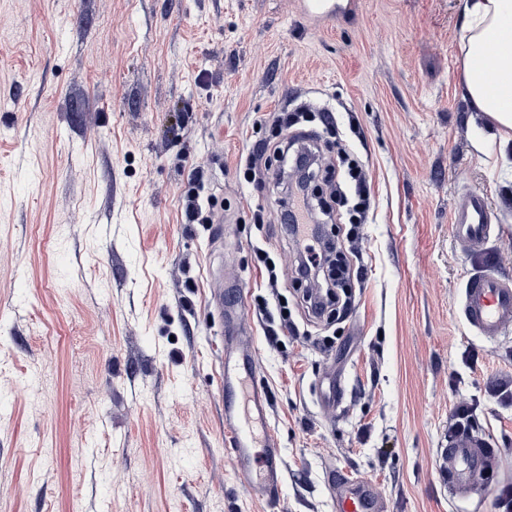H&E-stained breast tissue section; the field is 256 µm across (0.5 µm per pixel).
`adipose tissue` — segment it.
Masks as SVG:
<instances>
[{
	"instance_id": "adipose-tissue-1",
	"label": "adipose tissue",
	"mask_w": 512,
	"mask_h": 512,
	"mask_svg": "<svg viewBox=\"0 0 512 512\" xmlns=\"http://www.w3.org/2000/svg\"><path fill=\"white\" fill-rule=\"evenodd\" d=\"M500 42L491 68L479 67L490 42ZM462 94L469 102L481 141L512 151V0H465L459 36Z\"/></svg>"
}]
</instances>
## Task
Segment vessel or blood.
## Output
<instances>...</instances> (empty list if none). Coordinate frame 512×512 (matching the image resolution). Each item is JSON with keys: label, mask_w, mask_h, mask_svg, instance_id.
<instances>
[{"label": "vessel or blood", "mask_w": 512, "mask_h": 512, "mask_svg": "<svg viewBox=\"0 0 512 512\" xmlns=\"http://www.w3.org/2000/svg\"><path fill=\"white\" fill-rule=\"evenodd\" d=\"M451 223L456 238L485 241L497 234L492 211L484 194L472 191L455 207ZM244 300L225 309L228 324L224 331V433L231 449L232 464L246 474L267 498L277 497L283 487L282 449L271 433H258L269 411L268 398L258 387H246L245 372L255 363L251 350L238 339L234 321L243 320ZM462 312L467 326L486 339L501 336L512 328V279L495 273L470 278L462 296ZM451 462L448 486L457 494L468 493L473 477L485 469V452L471 441L449 442L444 450ZM336 512H388L387 503L370 479H352L339 473L332 478Z\"/></svg>", "instance_id": "obj_1"}]
</instances>
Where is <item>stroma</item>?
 Masks as SVG:
<instances>
[{"label":"stroma","instance_id":"35a3bbf8","mask_svg":"<svg viewBox=\"0 0 512 512\" xmlns=\"http://www.w3.org/2000/svg\"><path fill=\"white\" fill-rule=\"evenodd\" d=\"M298 4L0 0V512H336L335 470L374 481L389 512H495L512 402L487 388L512 371V330L476 335L461 297L512 275V243L456 242L451 214L473 190L512 229V190L460 93L464 0H349L319 25ZM304 102L334 113L322 139L368 167L376 208L345 316H308L285 283L300 332L274 347L249 312L283 450L269 500L226 445L213 310L235 294L221 272L261 294L256 240L295 269L287 181L247 183L238 163ZM196 168L223 224L184 221ZM465 405L495 468L457 497L440 450Z\"/></svg>","mask_w":512,"mask_h":512}]
</instances>
